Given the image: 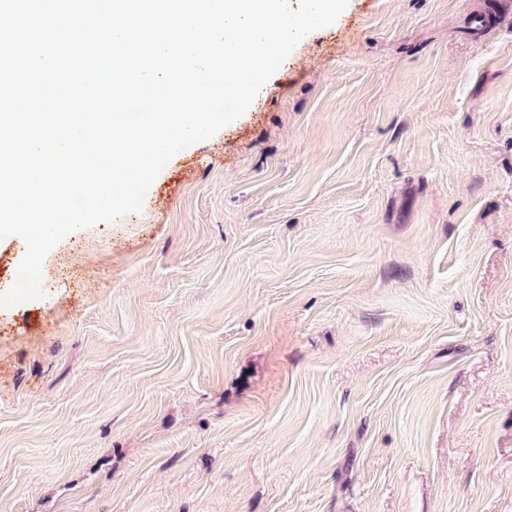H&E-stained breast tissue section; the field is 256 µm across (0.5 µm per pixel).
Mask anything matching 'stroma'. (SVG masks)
I'll return each instance as SVG.
<instances>
[{"instance_id":"35a3bbf8","label":"stroma","mask_w":512,"mask_h":512,"mask_svg":"<svg viewBox=\"0 0 512 512\" xmlns=\"http://www.w3.org/2000/svg\"><path fill=\"white\" fill-rule=\"evenodd\" d=\"M0 309V512H512V0H348Z\"/></svg>"}]
</instances>
